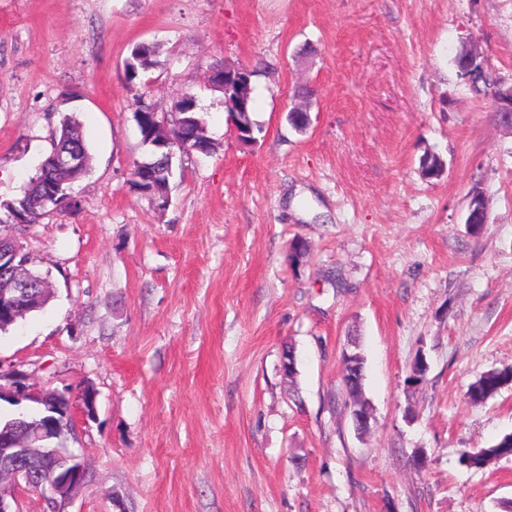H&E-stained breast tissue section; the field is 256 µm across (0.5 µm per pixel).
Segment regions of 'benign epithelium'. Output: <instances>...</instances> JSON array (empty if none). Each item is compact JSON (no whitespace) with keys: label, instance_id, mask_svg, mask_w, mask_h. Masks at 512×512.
Wrapping results in <instances>:
<instances>
[{"label":"benign epithelium","instance_id":"7a95c632","mask_svg":"<svg viewBox=\"0 0 512 512\" xmlns=\"http://www.w3.org/2000/svg\"><path fill=\"white\" fill-rule=\"evenodd\" d=\"M478 55L457 58L459 76L465 84L477 83L485 77L487 67L477 62ZM250 70L245 67L228 69L218 67L210 75L213 86L225 92L231 91L238 101V111H248L250 98ZM495 112L499 117L512 118V85L500 87L494 98ZM140 109L150 115L151 126L141 125L139 129L151 133L155 139L153 147L160 160L172 162L175 152V137L165 131L171 118H158L147 103ZM54 170L69 173L74 179L86 174L83 158L77 151L57 150L50 158ZM151 203L158 208L167 206V191L158 185L141 190ZM486 222V208L481 196L471 197L469 224ZM23 248L16 238L0 232V279L7 287L0 290V313L9 323L23 319L28 311V303L33 299L36 284L24 270L20 256ZM62 393L47 391L30 381L27 375L16 371L0 369V399L36 404L42 412L39 420L28 422L16 420L0 428V512H20L18 505L25 496L35 495L41 503V512H66V506L76 494L86 486L87 465L83 458L69 448H60L52 444L57 434L56 413L63 412L74 417L72 402L62 406L59 398ZM79 409L82 419L94 418L96 411V392L87 387L79 396ZM42 458L51 463V475L42 480L38 472L31 467V461Z\"/></svg>","mask_w":512,"mask_h":512}]
</instances>
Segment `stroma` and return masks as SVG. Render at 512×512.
<instances>
[{
	"mask_svg": "<svg viewBox=\"0 0 512 512\" xmlns=\"http://www.w3.org/2000/svg\"><path fill=\"white\" fill-rule=\"evenodd\" d=\"M142 42L156 64L130 84ZM467 47L512 82V0H0V231L52 292L0 334V364L97 391L65 441L89 471L69 512H504L512 457L459 462L512 433V384L466 397L512 367V128L459 78ZM220 66L254 73L255 143ZM187 93L213 148L175 159L159 210L130 183L151 151L137 100L164 117ZM65 114L89 175L69 206L7 222ZM353 349L363 431L341 385ZM510 382H512L511 368L486 373L469 386L467 397L474 404L483 403Z\"/></svg>",
	"mask_w": 512,
	"mask_h": 512,
	"instance_id": "1",
	"label": "stroma"
}]
</instances>
